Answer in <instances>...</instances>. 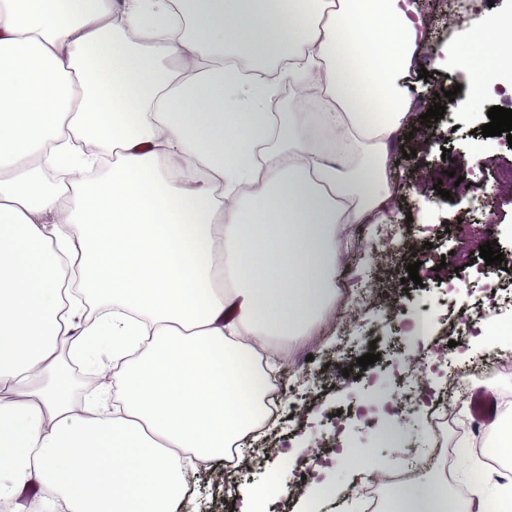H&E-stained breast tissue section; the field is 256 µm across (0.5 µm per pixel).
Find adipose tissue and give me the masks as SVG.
Here are the masks:
<instances>
[{"instance_id": "1", "label": "adipose tissue", "mask_w": 512, "mask_h": 512, "mask_svg": "<svg viewBox=\"0 0 512 512\" xmlns=\"http://www.w3.org/2000/svg\"><path fill=\"white\" fill-rule=\"evenodd\" d=\"M417 0H0V499L176 512L259 423L261 338L336 301L346 225L399 198ZM455 110L512 75V21L442 52ZM279 61L268 76L260 60ZM287 118L272 116L281 84ZM110 303L79 318L80 297ZM105 380L75 401L56 354ZM440 473L386 512H475Z\"/></svg>"}]
</instances>
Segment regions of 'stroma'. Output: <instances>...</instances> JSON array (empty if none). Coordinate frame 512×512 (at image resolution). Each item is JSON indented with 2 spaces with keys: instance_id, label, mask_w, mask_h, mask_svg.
Wrapping results in <instances>:
<instances>
[{
  "instance_id": "1",
  "label": "stroma",
  "mask_w": 512,
  "mask_h": 512,
  "mask_svg": "<svg viewBox=\"0 0 512 512\" xmlns=\"http://www.w3.org/2000/svg\"><path fill=\"white\" fill-rule=\"evenodd\" d=\"M433 49L453 41L463 27L478 24L495 14L512 16V0H467L456 18H449L444 0H419ZM430 79H411L412 97L434 105L435 94L463 85L467 77L452 64L430 67ZM512 109V88L498 86L495 94L476 109L451 111L444 117L417 125L411 139L401 140L392 158V168L403 188L390 222L394 235H387L376 224L350 225V243L344 261L336 271L337 282L357 290L370 286L374 306L337 303L324 314L309 335L289 340L279 361L278 377L298 382L313 390L302 419H295L291 402H284L281 421L272 438L280 454L252 460L233 475L230 484L217 481L224 462L215 458L195 462L183 476L182 512H231L234 502L262 476L280 474L285 483L302 476L301 466L289 464L295 451L315 455L317 463L336 467L339 504H328L323 512H365L363 499L355 492L359 481L355 469L335 462L336 434L348 431L360 447L373 449L376 466L382 471L404 468V460L377 444L373 431L387 419H394L405 447L430 450V462L443 459L438 442L454 448L448 477V489H466L469 499L483 505L495 504L502 486L500 479L485 471L466 453L467 402L454 399L453 425L442 438L430 428V406L398 413L397 405L406 394L400 376L402 367L414 360L429 364L422 382L430 398H437L448 386L451 369L478 365L474 388H487L512 394V373L496 371L491 361L512 352V342L497 336L476 337L468 333L458 346H449L447 338L460 312L476 315L478 325L490 328L512 320V293L494 292L486 275L479 248L495 242L504 255H512V187L496 186L499 171L512 166V145L506 136H482L480 126L488 124L491 107ZM463 185H455V176ZM450 198H442V191ZM398 253L401 264L421 259L430 274L422 285L402 286L401 275L392 265L382 263V250ZM396 297L399 312L383 307L386 297ZM418 315L428 316L432 335L428 342L408 336L405 324ZM377 350L379 360L368 367L358 357ZM348 370L353 381L339 387L328 378L329 367Z\"/></svg>"
}]
</instances>
